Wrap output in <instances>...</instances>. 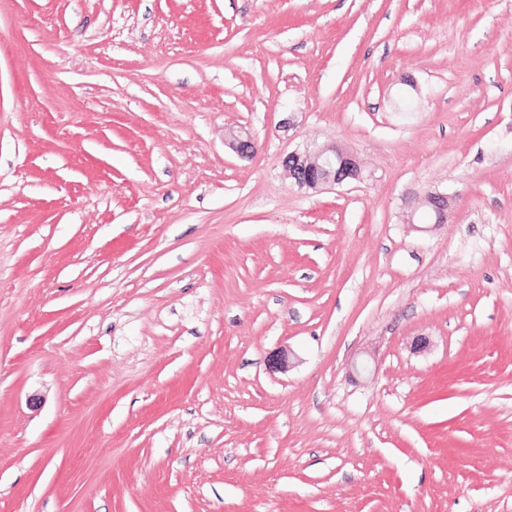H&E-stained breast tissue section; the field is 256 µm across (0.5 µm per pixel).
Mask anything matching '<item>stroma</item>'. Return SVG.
Listing matches in <instances>:
<instances>
[{"mask_svg":"<svg viewBox=\"0 0 512 512\" xmlns=\"http://www.w3.org/2000/svg\"><path fill=\"white\" fill-rule=\"evenodd\" d=\"M0 512H512V0H0ZM282 165L298 187L306 189L341 185L360 175L356 157L338 145H326L302 153L291 152L283 158Z\"/></svg>","mask_w":512,"mask_h":512,"instance_id":"obj_1","label":"stroma"}]
</instances>
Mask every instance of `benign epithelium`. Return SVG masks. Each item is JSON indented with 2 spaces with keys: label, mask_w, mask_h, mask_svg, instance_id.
Returning a JSON list of instances; mask_svg holds the SVG:
<instances>
[{
  "label": "benign epithelium",
  "mask_w": 512,
  "mask_h": 512,
  "mask_svg": "<svg viewBox=\"0 0 512 512\" xmlns=\"http://www.w3.org/2000/svg\"><path fill=\"white\" fill-rule=\"evenodd\" d=\"M282 165L298 187L306 189L341 185L360 175L356 157L338 145H326L302 153L291 152L283 158ZM421 205L431 209L435 222L440 224L447 218L450 201L446 193L431 192L424 196Z\"/></svg>",
  "instance_id": "1"
}]
</instances>
